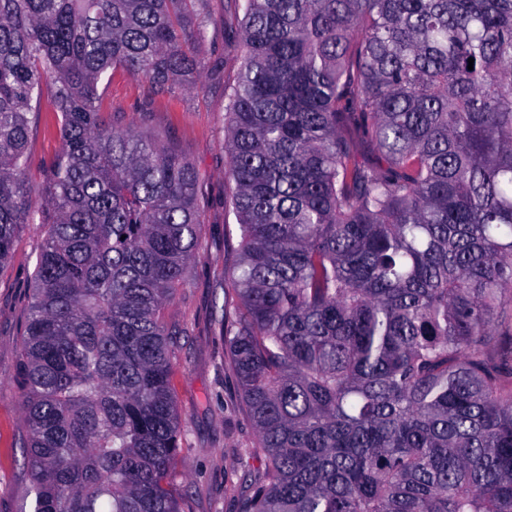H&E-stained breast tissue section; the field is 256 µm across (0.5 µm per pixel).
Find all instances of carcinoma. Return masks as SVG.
Segmentation results:
<instances>
[{
	"instance_id": "1",
	"label": "carcinoma",
	"mask_w": 512,
	"mask_h": 512,
	"mask_svg": "<svg viewBox=\"0 0 512 512\" xmlns=\"http://www.w3.org/2000/svg\"><path fill=\"white\" fill-rule=\"evenodd\" d=\"M205 0H0V265L46 240L23 332L34 512H179L165 306L190 160L102 109L205 68ZM224 343L264 455L239 512H512V0H227ZM474 59L468 69V59ZM59 113L38 207L32 114Z\"/></svg>"
}]
</instances>
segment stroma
I'll list each match as a JSON object with an SVG mask.
<instances>
[{
    "instance_id": "obj_1",
    "label": "stroma",
    "mask_w": 512,
    "mask_h": 512,
    "mask_svg": "<svg viewBox=\"0 0 512 512\" xmlns=\"http://www.w3.org/2000/svg\"><path fill=\"white\" fill-rule=\"evenodd\" d=\"M210 16L206 54L223 61L220 73L203 71L199 89L180 86L165 94L117 71L102 80L104 106L122 124L161 138L194 165L204 224L198 256L186 282L165 309L179 329L173 388L180 423V448L167 477L181 512H239L243 466L261 472L257 435L237 387L221 323L224 280L238 255L236 218L224 206V86L241 57L224 41V0H206ZM33 192L44 186V169L60 152L57 115L42 105L29 133ZM45 230L28 224L17 234L8 262L0 267V512H34L35 492L27 468L22 410V326L32 297V275Z\"/></svg>"
}]
</instances>
